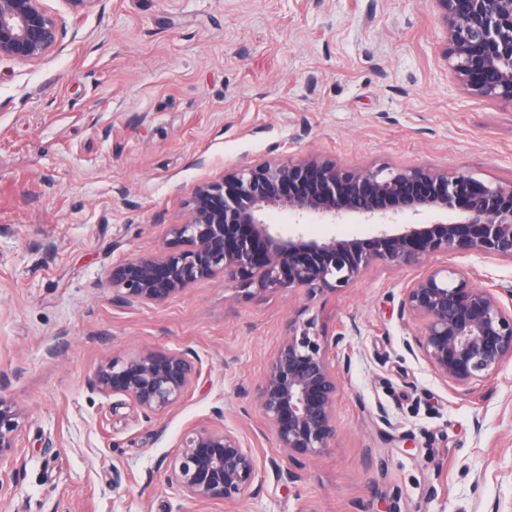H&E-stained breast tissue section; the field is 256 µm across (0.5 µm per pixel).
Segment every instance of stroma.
<instances>
[{
  "instance_id": "1",
  "label": "stroma",
  "mask_w": 512,
  "mask_h": 512,
  "mask_svg": "<svg viewBox=\"0 0 512 512\" xmlns=\"http://www.w3.org/2000/svg\"><path fill=\"white\" fill-rule=\"evenodd\" d=\"M61 47L0 61V396L21 414L0 512H512V362L451 392L406 343L401 267L348 286L260 292L223 277L165 303L112 300L114 266L163 252L195 187L240 164L318 155L512 181V106L470 98L429 0H43ZM484 288L512 261L457 255ZM350 320L332 448L289 481L256 407L292 318ZM182 351L199 376L146 415L92 387L98 367ZM229 429L254 494L195 503L165 468L194 427Z\"/></svg>"
}]
</instances>
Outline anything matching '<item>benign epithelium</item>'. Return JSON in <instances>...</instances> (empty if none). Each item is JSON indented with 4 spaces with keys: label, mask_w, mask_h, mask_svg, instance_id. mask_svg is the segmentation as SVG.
Listing matches in <instances>:
<instances>
[{
    "label": "benign epithelium",
    "mask_w": 512,
    "mask_h": 512,
    "mask_svg": "<svg viewBox=\"0 0 512 512\" xmlns=\"http://www.w3.org/2000/svg\"><path fill=\"white\" fill-rule=\"evenodd\" d=\"M446 26L445 57L473 98L512 105V0H430ZM61 28L42 0H0V60L34 62L60 43ZM288 213L284 233L268 212ZM425 209L458 210L456 221L421 224ZM377 224L367 238L305 241L297 226ZM402 225L392 234L388 225ZM160 256H142L112 269V300L159 304L194 282L222 275L259 290L303 288L312 294L344 288L371 267L420 270L402 289L400 314L422 325L416 345L434 373L455 392H468L512 361L509 304L492 288L435 255L475 254L512 260V182L488 183L465 173L423 167L357 169L319 157L241 164L221 183L196 187L187 217L171 228ZM335 337L333 345L344 342ZM331 345V346H333ZM313 318L288 321V333L257 393L265 422L288 461L291 482L305 461L336 440L341 384ZM199 375L178 351L114 358L95 374L105 396H125L158 414L178 402ZM19 413L0 395V468L15 461ZM260 464L226 429L192 428L166 468V484L194 502L234 503L251 493Z\"/></svg>",
    "instance_id": "7a95c632"
}]
</instances>
